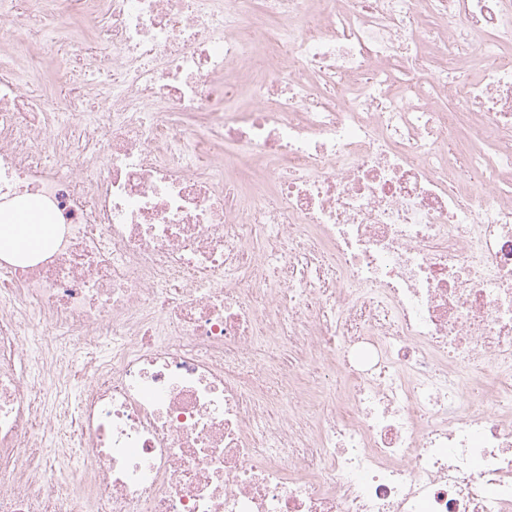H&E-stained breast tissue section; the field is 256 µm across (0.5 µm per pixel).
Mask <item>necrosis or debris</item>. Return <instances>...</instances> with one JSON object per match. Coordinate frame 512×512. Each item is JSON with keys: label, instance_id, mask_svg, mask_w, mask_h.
Masks as SVG:
<instances>
[{"label": "necrosis or debris", "instance_id": "necrosis-or-debris-1", "mask_svg": "<svg viewBox=\"0 0 512 512\" xmlns=\"http://www.w3.org/2000/svg\"><path fill=\"white\" fill-rule=\"evenodd\" d=\"M32 3L0 512H512V0ZM76 78L74 72L71 71L65 62L60 59H51L43 79L34 83L30 88L36 90V92L42 94L50 101L55 102L59 98L58 95L63 85ZM54 232V224L31 203L11 210L0 220V253L34 254L38 252Z\"/></svg>", "mask_w": 512, "mask_h": 512}]
</instances>
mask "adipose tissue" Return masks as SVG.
Returning a JSON list of instances; mask_svg holds the SVG:
<instances>
[{"label":"adipose tissue","mask_w":512,"mask_h":512,"mask_svg":"<svg viewBox=\"0 0 512 512\" xmlns=\"http://www.w3.org/2000/svg\"><path fill=\"white\" fill-rule=\"evenodd\" d=\"M53 232V224L40 213L37 204L12 210L0 217V253H36Z\"/></svg>","instance_id":"adipose-tissue-1"}]
</instances>
